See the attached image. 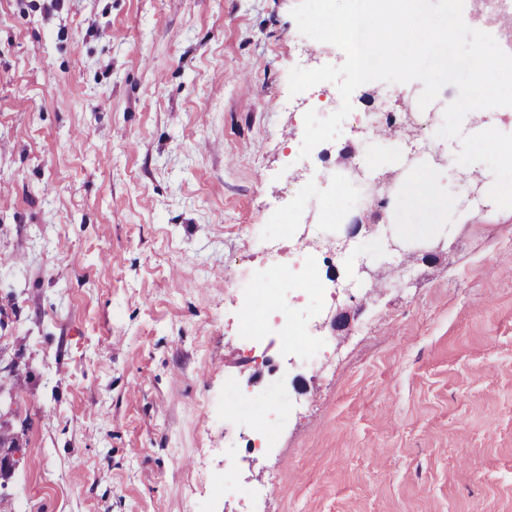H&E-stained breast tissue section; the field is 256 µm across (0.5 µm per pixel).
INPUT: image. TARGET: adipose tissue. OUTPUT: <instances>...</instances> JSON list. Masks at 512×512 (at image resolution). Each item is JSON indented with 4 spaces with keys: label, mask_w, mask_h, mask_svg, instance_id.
Wrapping results in <instances>:
<instances>
[{
    "label": "adipose tissue",
    "mask_w": 512,
    "mask_h": 512,
    "mask_svg": "<svg viewBox=\"0 0 512 512\" xmlns=\"http://www.w3.org/2000/svg\"><path fill=\"white\" fill-rule=\"evenodd\" d=\"M443 168L430 166L407 177L396 178V194L391 212L392 223L402 225L411 233L422 234L434 226L464 224L473 214L448 201L443 181Z\"/></svg>",
    "instance_id": "ef3b65f1"
}]
</instances>
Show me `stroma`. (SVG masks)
<instances>
[{
  "label": "stroma",
  "mask_w": 512,
  "mask_h": 512,
  "mask_svg": "<svg viewBox=\"0 0 512 512\" xmlns=\"http://www.w3.org/2000/svg\"><path fill=\"white\" fill-rule=\"evenodd\" d=\"M298 2L0 0V512H512V215L407 237L345 179L422 137L455 170L433 125L301 158L305 112L341 99L289 72L345 55L297 52ZM301 223L311 336L244 334L273 310L264 240L291 255Z\"/></svg>",
  "instance_id": "stroma-1"
}]
</instances>
